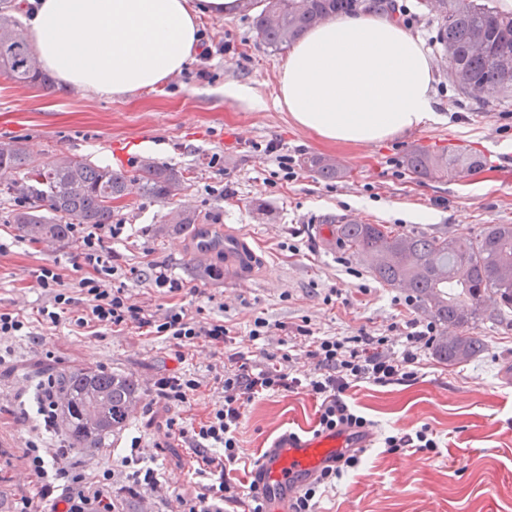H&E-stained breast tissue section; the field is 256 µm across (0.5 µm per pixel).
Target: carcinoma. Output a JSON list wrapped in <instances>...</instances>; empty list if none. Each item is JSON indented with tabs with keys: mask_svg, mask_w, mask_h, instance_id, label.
Instances as JSON below:
<instances>
[{
	"mask_svg": "<svg viewBox=\"0 0 512 512\" xmlns=\"http://www.w3.org/2000/svg\"><path fill=\"white\" fill-rule=\"evenodd\" d=\"M248 2L251 9L261 6L253 25L259 39L274 50L354 7V0ZM419 5L440 22L439 49L448 60L449 78L462 93L486 101L512 96V14L482 0H419ZM272 12L278 14L275 23L268 21ZM31 56L22 23L0 13V72L18 83L50 87L48 75L29 70ZM405 163L420 178L456 180L482 167L476 157L435 155L420 148L412 149ZM303 164L323 179L340 174L320 157H308ZM0 171L20 174L0 192L17 201L12 223L32 240H66L73 224H110L114 199L136 195L169 204L171 187L188 181L185 171L153 162L143 163L130 178L75 157L41 161L17 139L0 141ZM200 221L199 214L179 206L171 207L164 219L177 230ZM337 233L382 283L412 292L441 327L433 354L450 366L485 350L484 338L466 333L465 327L512 312V224H488L475 234L451 238L408 234L386 224H341ZM54 377L70 448L112 447V432L125 426L138 399L137 380L93 368Z\"/></svg>",
	"mask_w": 512,
	"mask_h": 512,
	"instance_id": "carcinoma-1",
	"label": "carcinoma"
}]
</instances>
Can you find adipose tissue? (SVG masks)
Returning a JSON list of instances; mask_svg holds the SVG:
<instances>
[{"label": "adipose tissue", "mask_w": 512, "mask_h": 512, "mask_svg": "<svg viewBox=\"0 0 512 512\" xmlns=\"http://www.w3.org/2000/svg\"><path fill=\"white\" fill-rule=\"evenodd\" d=\"M244 0H23L41 69L65 88L122 98L179 74L195 55L201 18ZM435 65L419 39L367 13L309 29L277 72L274 104L333 142L371 144L437 119Z\"/></svg>", "instance_id": "ef3b65f1"}]
</instances>
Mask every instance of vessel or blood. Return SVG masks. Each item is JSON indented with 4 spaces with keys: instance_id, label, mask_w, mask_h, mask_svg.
Listing matches in <instances>:
<instances>
[{
    "instance_id": "vessel-or-blood-1",
    "label": "vessel or blood",
    "mask_w": 512,
    "mask_h": 512,
    "mask_svg": "<svg viewBox=\"0 0 512 512\" xmlns=\"http://www.w3.org/2000/svg\"><path fill=\"white\" fill-rule=\"evenodd\" d=\"M224 277L239 286L248 283L251 256L242 239L225 236ZM372 434L355 439L349 434L324 433L312 436L285 435L265 449L250 476L266 493L267 512H288L291 497L325 465L346 449L365 448L372 444Z\"/></svg>"
}]
</instances>
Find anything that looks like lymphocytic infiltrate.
<instances>
[{
    "label": "lymphocytic infiltrate",
    "mask_w": 512,
    "mask_h": 512,
    "mask_svg": "<svg viewBox=\"0 0 512 512\" xmlns=\"http://www.w3.org/2000/svg\"><path fill=\"white\" fill-rule=\"evenodd\" d=\"M125 230L122 224L72 225L71 233L81 244L74 264L82 273L76 288H68L58 264L41 266L35 276L49 295L48 303L39 308L34 322L21 312L1 307L0 337L29 335L36 322L55 327L65 321L74 332L91 336L103 329H134L145 336L176 341L181 348L194 347L203 339L224 349V372L216 379L221 400L195 425L174 418L167 422L172 434L193 451L196 473L207 479L202 492L184 501L183 512H224L226 504L235 502L225 468L239 458L237 429L245 403L302 389L320 402L319 432L366 431L372 422L347 401L349 389L361 383L384 385L417 379L435 341V326L414 320L375 334L363 331L356 336L325 338L312 336L300 326L296 333L313 372L292 365L287 353L265 355L260 363L253 361L237 350L236 334L223 320L199 319L181 304V297L196 295L197 290L172 278L166 267L150 264L148 275L154 287L177 298L164 314L133 303L123 288L110 286L115 272L111 244L121 239ZM362 454V449H348L292 500L290 512H314L319 490L335 485L346 469L357 467ZM25 458L38 484L31 495L13 502L12 512H118L111 472L87 476L39 440L29 441Z\"/></svg>",
    "instance_id": "lymphocytic-infiltrate-1"
}]
</instances>
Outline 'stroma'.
<instances>
[{
	"label": "stroma",
	"mask_w": 512,
	"mask_h": 512,
	"mask_svg": "<svg viewBox=\"0 0 512 512\" xmlns=\"http://www.w3.org/2000/svg\"><path fill=\"white\" fill-rule=\"evenodd\" d=\"M397 2L414 16L411 32L436 66L432 94L439 118L412 133L371 145L329 144L298 127L272 104L286 50L264 45L251 13L240 12L203 19L199 53L160 90L112 99L75 88L31 87L0 73V140H22L39 158L69 155L129 176L147 161L185 170L182 203L204 217L214 237L242 234L254 253L248 287L201 274L216 256L200 247L195 228L171 230L163 222L167 205L136 197L114 211V221L128 228L126 239L112 246V284L134 303L165 307L167 296L139 276L147 263L165 264L174 278L199 290L186 298V307L202 318L224 319L243 351L287 352L286 333L301 324L315 335L339 337L408 320L427 322L407 291L379 283L343 246L336 225L349 218L453 237L485 224H512V98L486 103L461 93L436 47V19L419 11L418 0ZM229 84L252 87L265 109L226 98ZM415 147L477 154L485 166L465 182L419 179L404 164ZM280 154L300 162L297 179H287L279 168ZM316 155L335 158L341 177L325 180L304 168L303 159ZM258 200L267 204V214L255 211ZM15 207L0 195V239L10 243L0 256V306L32 315L48 301L35 277L42 265L59 263L67 283L77 284L72 258L78 244L22 238L10 222ZM421 212L430 213V220H418ZM292 241L299 254L286 250ZM334 288L341 301L326 303ZM258 317L273 330L254 341L249 331ZM470 331L484 337L486 348L467 362L450 367L430 354L417 380L363 383L349 391V401L374 422L376 436L426 425L438 446L401 454L372 446L357 469L317 495L316 512H512V379L505 375L512 369V318L480 321ZM1 348L11 354L0 364V512H11L12 499L32 487L22 459L27 441H59L29 416L38 380L84 367L133 376L142 398L111 447L84 449L68 456L67 464L108 467L115 486L128 484L132 470L120 459L136 439L153 457L160 485L122 495L120 512H182V499L201 491L193 454L168 435L170 413L164 402L154 401L153 383L173 374L196 378L202 388L182 418H205L219 398L220 349L202 341L182 358L173 341L162 337L132 330L87 336L64 324L1 337ZM316 411V401L304 392L246 405L237 434L240 459L228 475L239 499L234 512H246L247 475L260 452L278 436L312 430Z\"/></svg>",
	"instance_id": "1"
}]
</instances>
